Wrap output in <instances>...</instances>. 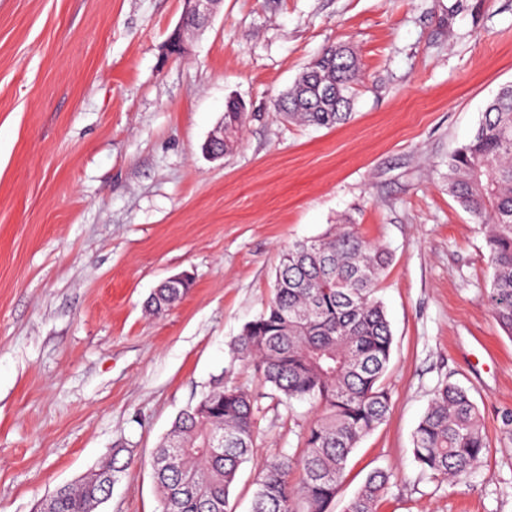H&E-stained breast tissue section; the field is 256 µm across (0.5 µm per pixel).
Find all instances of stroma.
Returning <instances> with one entry per match:
<instances>
[{"label": "stroma", "instance_id": "1", "mask_svg": "<svg viewBox=\"0 0 512 512\" xmlns=\"http://www.w3.org/2000/svg\"><path fill=\"white\" fill-rule=\"evenodd\" d=\"M183 0H0V512L133 463L96 512H159L151 457L216 383L256 399L230 495L316 417L284 404L232 346L271 298L282 250L342 219L385 247L393 334L386 420L350 455L332 512L391 473L378 512H512V338L489 302L487 227L448 194V158L512 83V0H222L165 54ZM351 43L352 119L285 122L276 100L326 47ZM233 150L201 151L228 98ZM193 280L152 316L151 292ZM477 404L489 445L466 483L424 473L413 435L434 390ZM246 119L245 105L235 99H229L224 110V154L234 148L246 123ZM224 154L211 155L210 157L212 159H219Z\"/></svg>", "mask_w": 512, "mask_h": 512}]
</instances>
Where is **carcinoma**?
<instances>
[{"label":"carcinoma","mask_w":512,"mask_h":512,"mask_svg":"<svg viewBox=\"0 0 512 512\" xmlns=\"http://www.w3.org/2000/svg\"><path fill=\"white\" fill-rule=\"evenodd\" d=\"M361 77L355 51L331 45L277 100V110L303 125L343 124L352 116ZM246 119L245 105L226 102L224 152L234 148ZM448 194L489 225L492 312L512 338V84L499 89L473 139L448 159ZM388 264V252L348 220L283 251L274 294L244 325L233 352L281 401L309 400L318 414L299 453H275L263 464L250 512H329L350 454L389 413L384 377L393 336L376 296ZM190 286L187 277L162 283L148 298V310L164 313ZM255 412L247 390L218 383L178 414L151 461L160 512H229L238 471L254 445ZM486 448L481 414L467 390L437 388L414 433L416 462L464 483L483 463ZM127 466L114 457L46 501L52 512H94ZM390 479L386 471L371 472L345 512H376Z\"/></svg>","instance_id":"carcinoma-1"}]
</instances>
